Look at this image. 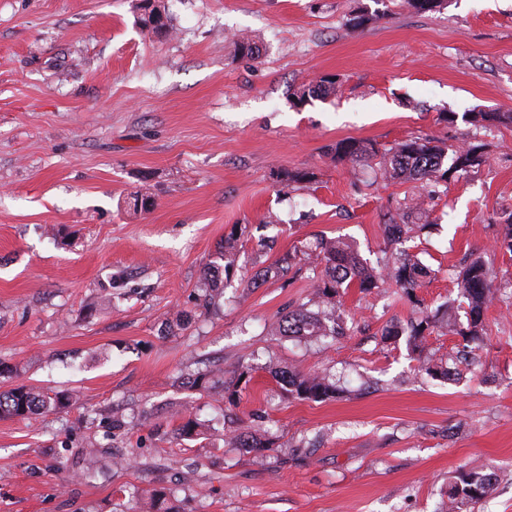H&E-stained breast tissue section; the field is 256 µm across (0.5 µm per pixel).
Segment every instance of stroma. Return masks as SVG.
I'll use <instances>...</instances> for the list:
<instances>
[{"mask_svg":"<svg viewBox=\"0 0 512 512\" xmlns=\"http://www.w3.org/2000/svg\"><path fill=\"white\" fill-rule=\"evenodd\" d=\"M140 0H0V391H67L72 406L0 419V512H448L464 466L499 475L460 512H512V0H164L165 33ZM250 39L256 55L236 50ZM323 80L335 95L299 101ZM483 146L463 177L400 183L332 160L337 142ZM150 194V211L130 209ZM424 202L432 230L409 254L431 270L414 297L340 289L336 339L269 332L320 311L316 238L386 256L383 224ZM237 262L217 305L196 297L224 240ZM481 257L501 296L480 363L452 380L466 325L457 275ZM261 276L253 285V276ZM428 315L417 350L388 336ZM250 367L235 408L217 399ZM213 371L209 391L179 375ZM343 388L289 396L272 368ZM203 433L182 439L184 418ZM273 433L240 448L242 428ZM99 476L83 477L84 449ZM141 2L142 4L140 5V8L144 10V17L141 20L142 26L155 32L166 30L168 27L167 16L165 14L164 7L162 10V5L159 4L160 1L142 0ZM162 14L165 18L164 22L161 20Z\"/></svg>","mask_w":512,"mask_h":512,"instance_id":"stroma-1","label":"stroma"}]
</instances>
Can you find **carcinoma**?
Masks as SVG:
<instances>
[{"instance_id": "cac0c4a2", "label": "carcinoma", "mask_w": 512, "mask_h": 512, "mask_svg": "<svg viewBox=\"0 0 512 512\" xmlns=\"http://www.w3.org/2000/svg\"><path fill=\"white\" fill-rule=\"evenodd\" d=\"M140 8L144 10L142 26L155 32L167 29L162 20V5L156 0H142ZM472 121L480 127L495 124H512L511 112H479ZM334 157L338 160L357 161L366 159L375 162L382 175L400 182L414 180H446L448 175H465L486 162L484 156L475 147L459 146L453 150L436 145L430 141L409 140L397 144L383 153L374 147L355 141L340 142L334 148ZM451 165L444 167L446 158ZM425 211L423 205L402 213L399 218L390 217L384 224V234L390 246H396L407 231L405 219ZM496 246L512 254V213L505 223L500 225ZM235 246L226 242L217 252V261L209 268V278L204 282L208 292L201 298L200 306L208 309L211 304L210 292L219 287L220 275L234 269ZM313 263L325 267L324 278L317 281V295L329 306H334L339 288L356 284L362 292H369L379 284L389 282L403 294L411 297L415 289L422 286L430 270L419 259L411 256L395 258L377 268L364 265L357 252L341 239L320 238L305 251ZM459 288L466 299L467 327L456 329L453 315H448V326L464 339H474L484 333V316L488 305L496 298L490 269L480 258L471 260L464 266L459 277ZM277 336H297L299 338H319L342 336L344 330L336 325L334 317L326 310L318 313L300 309L278 320L272 328ZM248 371L240 372L232 384L225 387L222 400L235 406L239 399L240 383L246 379ZM280 380L288 387V393L304 400L324 401L339 394L336 383L318 373H298L281 371ZM70 403V397L64 394L50 395L37 391L24 384H18L7 392H0V419L31 417L50 408H64ZM497 482L494 469L475 465L460 470L455 479L448 483V502L462 505L477 503L487 497Z\"/></svg>"}]
</instances>
